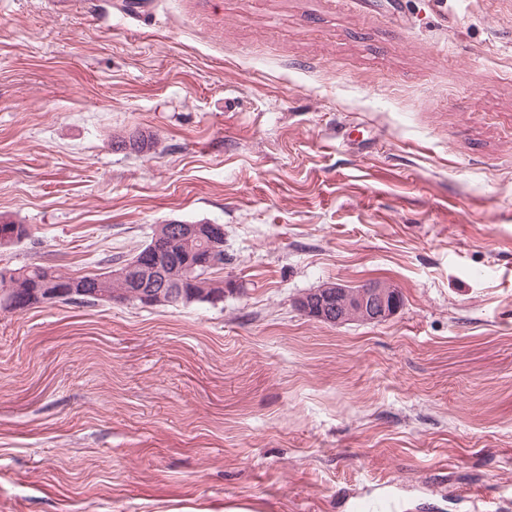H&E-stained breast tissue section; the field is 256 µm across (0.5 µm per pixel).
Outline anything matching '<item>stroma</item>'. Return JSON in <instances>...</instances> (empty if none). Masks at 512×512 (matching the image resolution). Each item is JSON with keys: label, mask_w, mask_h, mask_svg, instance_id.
Masks as SVG:
<instances>
[{"label": "stroma", "mask_w": 512, "mask_h": 512, "mask_svg": "<svg viewBox=\"0 0 512 512\" xmlns=\"http://www.w3.org/2000/svg\"><path fill=\"white\" fill-rule=\"evenodd\" d=\"M0 220L220 224L232 286L0 310V512H512V0H0ZM401 303L398 290L385 283L371 281L358 287L340 283L322 285L298 298L296 307L307 317L337 326L348 322L353 313L367 323L385 321L400 308ZM353 512H405V506L402 500L395 497L378 501L360 499L353 504Z\"/></svg>", "instance_id": "35a3bbf8"}]
</instances>
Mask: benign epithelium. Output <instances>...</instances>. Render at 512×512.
<instances>
[{
	"mask_svg": "<svg viewBox=\"0 0 512 512\" xmlns=\"http://www.w3.org/2000/svg\"><path fill=\"white\" fill-rule=\"evenodd\" d=\"M223 241L222 224H160L155 228L154 242L141 255L129 264L112 268V280L119 283L120 288L113 292L103 290L98 297L117 302L138 300L143 306L170 300L175 296V289L160 270L163 255L176 245L203 243L204 248L196 253L195 262L186 268L189 276L197 267L218 262ZM400 306L398 290L377 281L364 283L357 289L329 283L296 301L297 309L305 316L336 326L348 322L353 313L367 323L384 321Z\"/></svg>",
	"mask_w": 512,
	"mask_h": 512,
	"instance_id": "7a95c632",
	"label": "benign epithelium"
}]
</instances>
